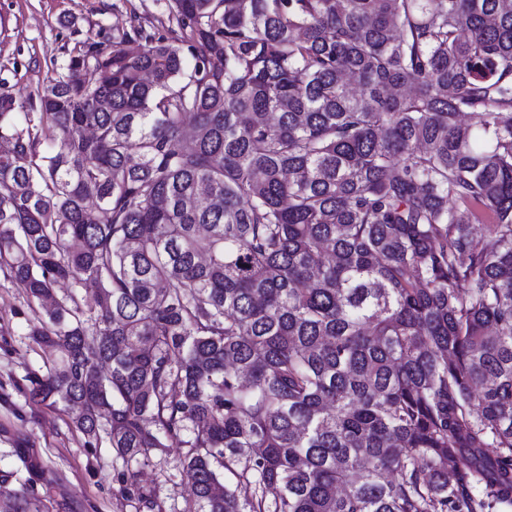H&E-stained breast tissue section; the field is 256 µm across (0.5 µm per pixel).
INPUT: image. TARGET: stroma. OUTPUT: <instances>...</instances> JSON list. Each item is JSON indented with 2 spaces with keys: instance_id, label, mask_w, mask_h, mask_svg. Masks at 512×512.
<instances>
[{
  "instance_id": "stroma-1",
  "label": "stroma",
  "mask_w": 512,
  "mask_h": 512,
  "mask_svg": "<svg viewBox=\"0 0 512 512\" xmlns=\"http://www.w3.org/2000/svg\"><path fill=\"white\" fill-rule=\"evenodd\" d=\"M166 22L160 0H0V88L36 95L67 50L86 38L112 43L130 16ZM30 310L22 288L0 276V475L26 488L47 512H139L120 495L123 466L107 442L85 437L66 414L28 394L27 376L44 353L27 337ZM184 447L169 448L140 470V484L163 512H183Z\"/></svg>"
}]
</instances>
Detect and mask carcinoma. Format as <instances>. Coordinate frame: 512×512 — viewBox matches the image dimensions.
Masks as SVG:
<instances>
[{"mask_svg":"<svg viewBox=\"0 0 512 512\" xmlns=\"http://www.w3.org/2000/svg\"><path fill=\"white\" fill-rule=\"evenodd\" d=\"M165 7L0 91L31 397L152 512H512V0ZM188 450L182 446L168 448L162 455L155 456L149 466L140 469V485L157 497L163 512H172L174 504L180 512L189 498V486L180 475L181 460Z\"/></svg>","mask_w":512,"mask_h":512,"instance_id":"carcinoma-1","label":"carcinoma"}]
</instances>
